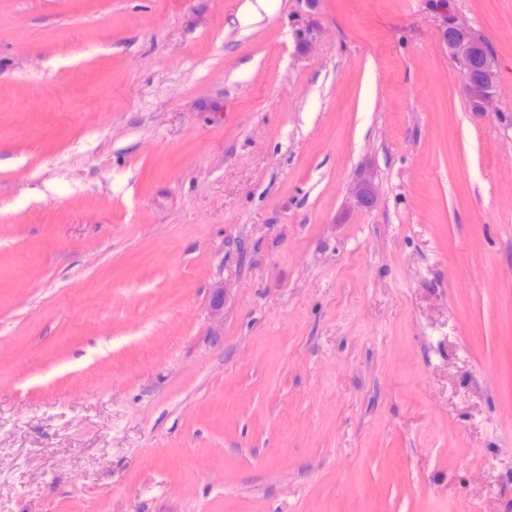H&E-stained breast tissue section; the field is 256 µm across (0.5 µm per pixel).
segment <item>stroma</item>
<instances>
[{
	"mask_svg": "<svg viewBox=\"0 0 512 512\" xmlns=\"http://www.w3.org/2000/svg\"><path fill=\"white\" fill-rule=\"evenodd\" d=\"M250 2L0 0V512H512V0ZM433 13L438 22V33L440 44L448 50V53L464 59H475L474 54L485 52V65L490 64L491 54L487 52L488 40L484 34L461 19L455 8L448 10L446 6L437 5ZM355 199L359 206L372 209L378 203V191L370 175H364L355 187Z\"/></svg>",
	"mask_w": 512,
	"mask_h": 512,
	"instance_id": "35a3bbf8",
	"label": "stroma"
}]
</instances>
